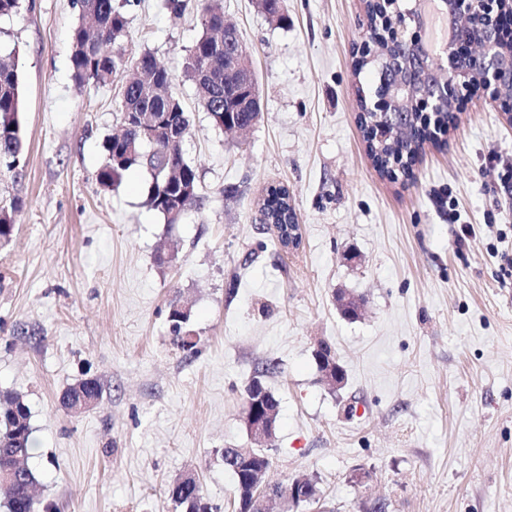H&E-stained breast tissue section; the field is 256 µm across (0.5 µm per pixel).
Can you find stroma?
I'll return each instance as SVG.
<instances>
[{
    "label": "stroma",
    "instance_id": "obj_1",
    "mask_svg": "<svg viewBox=\"0 0 512 512\" xmlns=\"http://www.w3.org/2000/svg\"><path fill=\"white\" fill-rule=\"evenodd\" d=\"M223 7L260 96L241 137L211 123L183 75L196 4L126 8L130 55L171 66L191 117L184 151L203 200L177 224L146 206L147 169L112 189L96 180L124 81L75 85L72 0H23L0 21V46L18 50L25 137L20 167L0 169V202H20L0 240V391L29 408L40 506L173 512L164 490L194 470L233 512L222 451L250 447L243 396L269 365L271 477L320 490L300 512H362L370 499L387 512H512V192L497 177L512 165V124L476 93L411 180H388L360 129L375 85L353 54L364 0H283L284 28L254 0ZM273 186L291 193L298 246L259 222ZM464 224L474 233L460 241ZM169 248L174 260L158 263ZM341 292L364 298L359 318L339 314ZM175 304L191 312L194 355L173 341ZM321 339L343 388L317 369ZM88 376L102 398L71 414L59 398Z\"/></svg>",
    "mask_w": 512,
    "mask_h": 512
}]
</instances>
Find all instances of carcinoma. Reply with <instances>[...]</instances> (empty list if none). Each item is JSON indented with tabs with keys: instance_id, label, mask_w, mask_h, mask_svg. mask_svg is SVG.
<instances>
[{
	"instance_id": "1",
	"label": "carcinoma",
	"mask_w": 512,
	"mask_h": 512,
	"mask_svg": "<svg viewBox=\"0 0 512 512\" xmlns=\"http://www.w3.org/2000/svg\"><path fill=\"white\" fill-rule=\"evenodd\" d=\"M283 0H263L265 17L279 27L288 25V16L281 11ZM79 15L94 23L93 29L84 24L77 25L71 36L70 57L74 81L79 85H106L112 78L133 67L142 70L154 79V89L145 94L133 87L129 88L120 105V112H153L160 119H170L173 129L163 127L156 143L135 147L130 155L119 154L120 145L109 138L104 143L105 164L98 170L96 179L104 187L110 188L120 183L123 174L133 167H144L152 176L146 195V205L163 215L169 224L178 223L187 213L186 202L196 207L201 200L199 180L195 166L185 157L172 155L167 151L168 139L184 134L189 123L179 97L174 91V78L171 68L157 59L152 53L144 52L137 58L128 55V29L125 4L115 0H74ZM199 17L202 33L184 62L186 77L193 83L201 105L210 118L222 112L225 122L232 126L253 127L260 113L253 112L243 102L234 101L232 90L224 87V49L217 46L219 33L224 29V8L222 0H199ZM16 49H0V164L7 170L20 164L24 141L20 121L22 109L20 74L16 61ZM376 118L377 124L389 128L390 135L385 139L369 136L364 132L367 149L378 172L383 177L394 178L398 167L411 161L422 143L432 137L434 129L446 130L454 121L453 106L444 112H436L432 126L421 123V115L410 113L406 123L396 120L390 113H369L360 120ZM263 210L278 229L281 245L299 244L297 217L290 203L288 190L284 187L271 189L263 200ZM18 209V202L11 201L0 206V239L11 236L14 224L12 214ZM189 310L179 314L170 311L173 333L177 346L185 352L194 353L196 343L185 341L181 326L187 323ZM93 387H88V384ZM102 397V386L98 379H90L68 387L61 396L62 405L78 395L85 388ZM30 414L22 398L11 392L0 393V458L12 462L28 460L32 451ZM36 477L29 468L22 479L9 485L0 484V506L6 512H35L36 503L32 489ZM178 512H217L211 505L199 507L197 501L204 500L203 489L197 490L196 497L184 495L168 497Z\"/></svg>"
}]
</instances>
